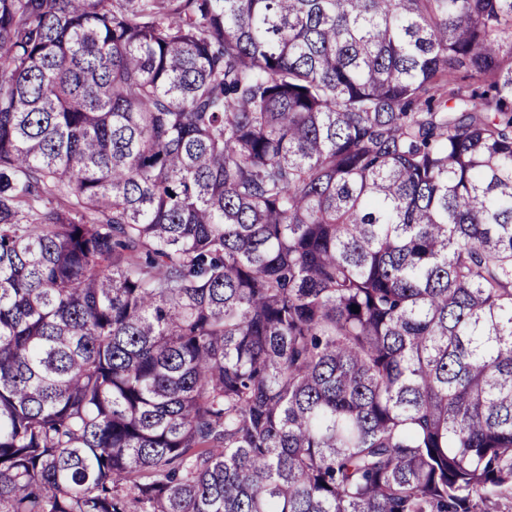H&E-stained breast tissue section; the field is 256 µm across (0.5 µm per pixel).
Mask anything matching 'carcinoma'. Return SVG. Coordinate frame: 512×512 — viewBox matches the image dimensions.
<instances>
[{"label":"carcinoma","instance_id":"1","mask_svg":"<svg viewBox=\"0 0 512 512\" xmlns=\"http://www.w3.org/2000/svg\"><path fill=\"white\" fill-rule=\"evenodd\" d=\"M509 490L512 0H0V512Z\"/></svg>","mask_w":512,"mask_h":512}]
</instances>
